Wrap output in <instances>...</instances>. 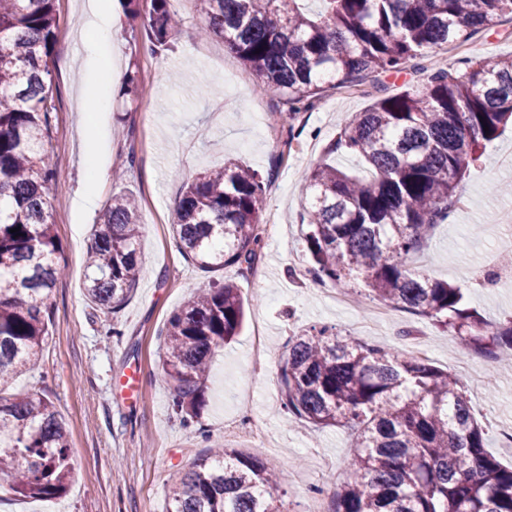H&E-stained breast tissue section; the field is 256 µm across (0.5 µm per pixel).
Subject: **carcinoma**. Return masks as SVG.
<instances>
[{
  "label": "carcinoma",
  "instance_id": "1",
  "mask_svg": "<svg viewBox=\"0 0 512 512\" xmlns=\"http://www.w3.org/2000/svg\"><path fill=\"white\" fill-rule=\"evenodd\" d=\"M56 0H0V478L21 498L62 494L70 432L37 393H10L32 370L51 322L45 300L62 273L47 186L57 172L43 141L56 111L52 55ZM169 0H129L149 45H167L178 20ZM203 35L219 34L263 89L287 97L289 119L325 87L398 72L512 17V0H197ZM422 88L375 99L344 123L332 150L364 158L360 180L323 163L305 174L308 273L348 292L365 289L397 309L450 328L496 360L512 357V319L489 322L464 288L408 267L407 257L448 221L458 183L512 125V58L466 60ZM266 187L227 162L186 185L173 224L204 271L252 264L262 248ZM20 228V234L11 232ZM142 236L135 198L112 195L87 252L84 289L115 313L131 298ZM244 306L231 281L193 291L168 320L163 369L184 422L205 405L211 358L238 333ZM281 409L316 428L347 430L350 480L333 512H512V465L485 449L486 432L450 373L398 348L324 325L291 337L280 369ZM278 476L228 447L198 458L167 488L169 512H281Z\"/></svg>",
  "mask_w": 512,
  "mask_h": 512
}]
</instances>
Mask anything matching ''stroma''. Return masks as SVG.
Returning a JSON list of instances; mask_svg holds the SVG:
<instances>
[{
  "mask_svg": "<svg viewBox=\"0 0 512 512\" xmlns=\"http://www.w3.org/2000/svg\"><path fill=\"white\" fill-rule=\"evenodd\" d=\"M108 4L123 38L112 54L122 80L109 90L110 110L90 129L83 123V89L96 82L97 73L80 54L88 0H56V110L44 150L58 174L48 196L64 273L47 299L52 320L40 361L12 385L13 391L38 392L53 402L70 430L73 471L66 492L53 498L21 500L1 493L0 512H168L172 477L189 469L211 443L225 439V423L246 418L260 423L271 443L234 439L230 445L241 454L260 455L281 473L273 495L282 512H307L316 493L323 512H332L336 488L348 476L351 439L341 429L283 417L280 366L291 336L322 325L343 336L358 334L355 324L375 298L364 292L358 308L336 305L330 299L333 284L308 274L301 217L311 189L303 174L325 161L366 175L359 156L331 150L343 123L381 95L424 85L435 62L423 58L421 69L390 72L349 92L326 90L313 111L291 122L280 95L255 94L254 76L223 38L200 35L202 17L193 0H170L179 25L169 48L157 53L144 47L140 21L127 12L125 0ZM441 56L458 75L466 57L486 62L510 57L512 22L479 32L468 47H449ZM132 74L139 93L130 98L124 79ZM94 143L111 175L87 204L81 198L85 156ZM502 153H512L511 128L488 145L484 162L459 184L456 196L467 200V210L437 225L428 247L409 259L410 265H424L431 278L463 286L469 305L495 323L512 319V268L486 260L488 253L505 252L489 218L512 207V195L498 191L512 184V171L493 165ZM228 160L258 171L267 182L264 215L277 234L263 242L264 273L257 279L234 267L202 271L183 254L172 230L184 186ZM118 191L140 203L142 264L133 296L119 311L106 313L85 294V258L104 206ZM228 279L241 292L245 319L238 336L215 355L206 405L187 427L172 408L173 390L163 370L167 321L191 291ZM258 335L266 355L257 371L248 360ZM420 336L436 347L432 364L457 378L485 425L487 452L511 465L512 447H502L499 432L512 427V363L494 362L454 332L402 310L393 322L361 335L370 344L403 348ZM131 371L139 381L129 395L122 381Z\"/></svg>",
  "mask_w": 512,
  "mask_h": 512,
  "instance_id": "1",
  "label": "stroma"
}]
</instances>
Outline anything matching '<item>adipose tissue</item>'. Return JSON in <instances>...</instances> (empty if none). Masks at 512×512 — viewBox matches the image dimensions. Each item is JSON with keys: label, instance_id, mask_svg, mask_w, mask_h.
Instances as JSON below:
<instances>
[{"label": "adipose tissue", "instance_id": "1", "mask_svg": "<svg viewBox=\"0 0 512 512\" xmlns=\"http://www.w3.org/2000/svg\"><path fill=\"white\" fill-rule=\"evenodd\" d=\"M91 17L89 25L95 33L93 40L86 45L88 53L97 61L99 79L90 88L89 98L98 110H106L109 106V97L106 87L114 84L120 78L118 71L112 68V52L117 49L121 40L119 30L112 25L104 0H92L90 5Z\"/></svg>", "mask_w": 512, "mask_h": 512}]
</instances>
